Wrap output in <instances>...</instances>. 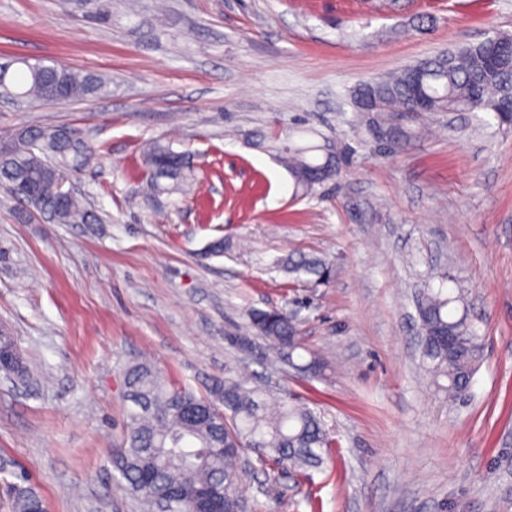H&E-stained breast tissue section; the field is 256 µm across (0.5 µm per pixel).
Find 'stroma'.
Instances as JSON below:
<instances>
[{
  "label": "stroma",
  "instance_id": "1",
  "mask_svg": "<svg viewBox=\"0 0 512 512\" xmlns=\"http://www.w3.org/2000/svg\"><path fill=\"white\" fill-rule=\"evenodd\" d=\"M512 0H0V57L103 79L87 101L0 100V137L63 126L94 149L72 177L101 216L57 224L0 192V327L30 375L0 379V457L47 512H143L112 470L146 361L203 392L248 373L295 393L337 440L320 470L261 468L249 512H512V127L486 112H402L387 150L362 82L496 34ZM184 155L189 193L150 194L142 147ZM349 147L296 195L281 146ZM224 254L204 257L214 239ZM292 252L333 258L296 279ZM448 275L485 342L466 403L421 365L416 298ZM297 313L323 376L224 340L250 308ZM284 267L291 275L313 276V281L325 284L334 275V265L327 257L316 254H291L283 261Z\"/></svg>",
  "mask_w": 512,
  "mask_h": 512
}]
</instances>
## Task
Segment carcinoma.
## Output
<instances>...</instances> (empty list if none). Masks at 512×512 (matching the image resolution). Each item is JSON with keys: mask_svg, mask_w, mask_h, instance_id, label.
<instances>
[{"mask_svg": "<svg viewBox=\"0 0 512 512\" xmlns=\"http://www.w3.org/2000/svg\"><path fill=\"white\" fill-rule=\"evenodd\" d=\"M501 50L480 42L426 58L377 81L359 85L353 94L355 111L390 143L398 145L405 132L390 123L408 110L416 95L424 96L435 112H468L475 102L500 125H512V35H498ZM71 99H88L104 89L102 79L59 65L26 64L20 79L0 80V90L20 98H43L48 90ZM0 189L59 224H98L100 218L72 186L71 173L83 167L92 150L78 132L66 127L28 128L24 136L3 140ZM315 147L286 150L283 162L294 180L295 193L311 194L315 187L337 178L344 150L320 158ZM145 179L157 194L171 193L186 181L178 154L154 142L144 151ZM291 275L314 277L325 284L334 275L333 263L316 254H291L283 261ZM461 294L439 286L422 290L417 316L422 336L420 357L435 388L450 401L470 394L482 352V336L465 316L457 315ZM247 332L267 354L292 364L303 349L299 323L276 308L246 313ZM130 411L124 439L112 450V468L126 488L153 512L151 500L171 496L172 512H201V489H224L221 512H239L242 475L236 467L247 450L276 466L319 469L325 449L335 440L317 413L296 395L270 398L233 377H215L205 392L169 385L146 363L127 368L124 375ZM34 492L12 501V512H42Z\"/></svg>", "mask_w": 512, "mask_h": 512, "instance_id": "cac0c4a2", "label": "carcinoma"}]
</instances>
